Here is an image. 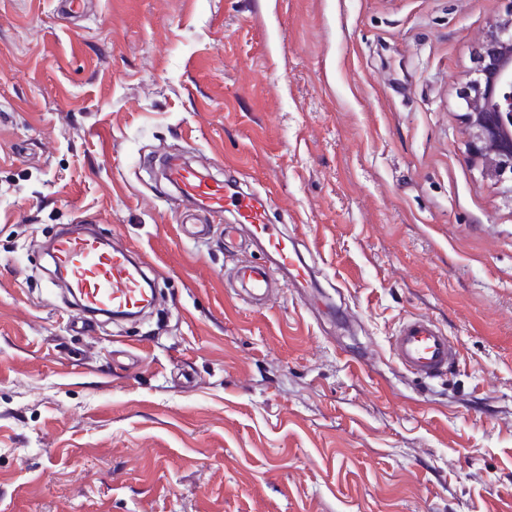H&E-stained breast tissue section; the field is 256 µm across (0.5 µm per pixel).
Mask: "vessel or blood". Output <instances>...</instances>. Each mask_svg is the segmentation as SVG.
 <instances>
[{
	"mask_svg": "<svg viewBox=\"0 0 512 512\" xmlns=\"http://www.w3.org/2000/svg\"><path fill=\"white\" fill-rule=\"evenodd\" d=\"M165 175L191 203L193 213L215 216L233 212L235 220L225 225L226 234L248 228L289 279L302 282L316 276V268L305 261L296 241L270 224L259 197L228 193L223 181L179 162L168 163ZM51 250L56 274L67 282L84 312H137L150 306L152 291L144 286L143 265L132 261L129 249L107 247L93 236L67 229L53 239ZM390 351L405 371L421 378L445 373L458 357L450 337L423 315L411 316L401 325Z\"/></svg>",
	"mask_w": 512,
	"mask_h": 512,
	"instance_id": "1",
	"label": "vessel or blood"
}]
</instances>
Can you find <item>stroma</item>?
Returning <instances> with one entry per match:
<instances>
[{
  "label": "stroma",
  "mask_w": 512,
  "mask_h": 512,
  "mask_svg": "<svg viewBox=\"0 0 512 512\" xmlns=\"http://www.w3.org/2000/svg\"><path fill=\"white\" fill-rule=\"evenodd\" d=\"M512 0H0V512H512V183L461 95ZM177 157L269 195L318 270L266 304ZM141 253L159 306L82 327L46 245ZM413 315L458 362L389 352ZM390 351L405 371L421 378L444 374L458 357L450 337L424 315L411 316L401 325Z\"/></svg>",
  "instance_id": "1"
}]
</instances>
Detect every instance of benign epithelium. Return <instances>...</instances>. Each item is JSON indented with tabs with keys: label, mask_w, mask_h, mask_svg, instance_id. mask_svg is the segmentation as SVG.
<instances>
[{
	"label": "benign epithelium",
	"mask_w": 512,
	"mask_h": 512,
	"mask_svg": "<svg viewBox=\"0 0 512 512\" xmlns=\"http://www.w3.org/2000/svg\"><path fill=\"white\" fill-rule=\"evenodd\" d=\"M478 72L463 93L468 149L501 181L512 177V17L482 36Z\"/></svg>",
	"instance_id": "7a95c632"
}]
</instances>
